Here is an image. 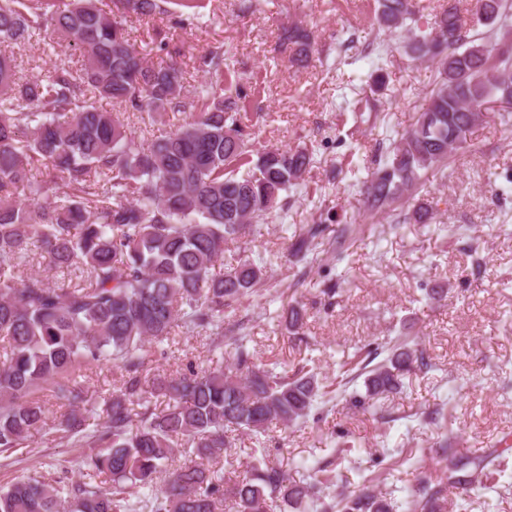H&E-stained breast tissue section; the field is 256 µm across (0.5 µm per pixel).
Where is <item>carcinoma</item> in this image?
Returning a JSON list of instances; mask_svg holds the SVG:
<instances>
[{"label":"carcinoma","instance_id":"carcinoma-1","mask_svg":"<svg viewBox=\"0 0 512 512\" xmlns=\"http://www.w3.org/2000/svg\"><path fill=\"white\" fill-rule=\"evenodd\" d=\"M0 0V44L44 42L54 36L83 57L72 65L58 53L43 73L24 78L11 56L0 54V453L21 447L46 425L37 394L51 386L69 413L58 424L74 448H88L83 465L95 480L55 485L40 472L0 486V512H275L278 505L320 512H396L397 503L371 486L337 493L331 479L309 480L332 460L296 464L298 477L256 463L230 481L213 459L235 447L233 433L260 437L291 426L326 403L315 375L288 376L255 360L250 336L224 335V312L264 282V267L249 257L212 272L224 247L257 231L285 206L283 193L313 162L306 148L255 149L242 111L249 93L224 89V50L199 59L207 82L196 113L169 131L138 138L100 105L151 119L182 112L181 48L161 41L168 62L155 66L129 38L127 18L164 15L178 25L193 17L194 0ZM459 0H448L432 32L405 45L414 60L436 65L439 81L412 127L380 151L366 185L370 208L408 197L430 170L470 147L474 129L491 105L512 108V51L473 31L512 35L508 0H477L472 20ZM412 0H377L380 31L416 16ZM282 39L308 55L311 33L297 23ZM45 170L41 179L34 172ZM28 201L17 200L19 188ZM432 206L413 205L403 220L425 224ZM321 232L313 225L291 243L305 253ZM351 224L336 237L332 256L356 235ZM43 254L63 282L52 285L26 272ZM211 331L218 359L206 369L190 364L176 378L144 373L150 344L174 340L176 329ZM341 372L338 386L364 377V408L399 392L404 378L433 364L406 340L373 342ZM119 365L121 385L92 403L79 372ZM164 398L156 411L153 400ZM508 449L480 457L442 447L434 482L413 458L415 485L406 512H445L456 490L480 496L490 489ZM179 455L188 457L167 482L156 475Z\"/></svg>","mask_w":512,"mask_h":512}]
</instances>
